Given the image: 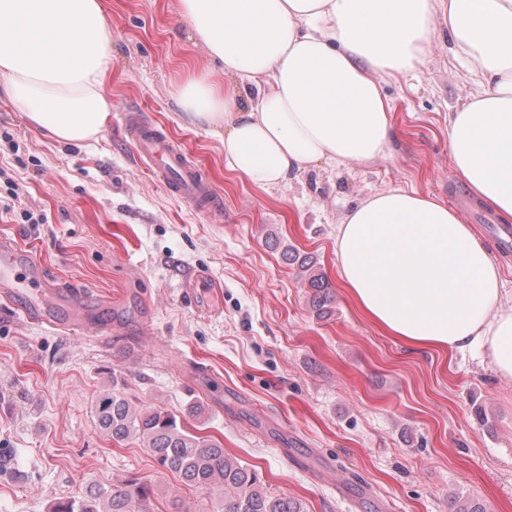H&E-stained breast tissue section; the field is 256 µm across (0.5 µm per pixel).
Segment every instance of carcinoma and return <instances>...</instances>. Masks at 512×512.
<instances>
[{
  "instance_id": "obj_1",
  "label": "carcinoma",
  "mask_w": 512,
  "mask_h": 512,
  "mask_svg": "<svg viewBox=\"0 0 512 512\" xmlns=\"http://www.w3.org/2000/svg\"><path fill=\"white\" fill-rule=\"evenodd\" d=\"M283 256L297 265L301 279L311 289L312 309L319 316L327 313L334 295L317 261L289 249ZM94 416L99 430L112 441L137 440L161 469L178 475L187 486L222 491L211 504V512H305L300 501L267 493L254 470L225 452L219 441L189 431L176 414L136 407L115 374L112 388L97 396ZM154 498V484L134 475L112 487L91 486L77 499L56 502L51 512H152Z\"/></svg>"
}]
</instances>
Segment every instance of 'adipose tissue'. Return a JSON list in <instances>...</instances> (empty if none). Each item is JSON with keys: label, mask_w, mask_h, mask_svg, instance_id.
<instances>
[{"label": "adipose tissue", "mask_w": 512, "mask_h": 512, "mask_svg": "<svg viewBox=\"0 0 512 512\" xmlns=\"http://www.w3.org/2000/svg\"><path fill=\"white\" fill-rule=\"evenodd\" d=\"M225 82L190 75L184 119L223 130L228 170L269 189L311 168L387 154L385 78L413 69L434 25L478 66L479 89L448 115L452 165L512 222V0H180ZM112 24L102 0H0V89L60 142L101 133ZM340 280L364 315L416 347L480 350L512 380V303L490 248L447 203L374 194L336 226Z\"/></svg>", "instance_id": "adipose-tissue-1"}]
</instances>
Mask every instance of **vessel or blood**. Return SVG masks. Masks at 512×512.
I'll use <instances>...</instances> for the list:
<instances>
[{
	"label": "vessel or blood",
	"mask_w": 512,
	"mask_h": 512,
	"mask_svg": "<svg viewBox=\"0 0 512 512\" xmlns=\"http://www.w3.org/2000/svg\"><path fill=\"white\" fill-rule=\"evenodd\" d=\"M137 152L149 173L179 197L214 211L220 201L209 177L189 160L181 146L153 126L139 128ZM34 263L9 240H0V293L20 297L22 313L31 319H47L55 309L46 302L53 294L59 303L76 306L77 292L53 290L43 273L33 270Z\"/></svg>",
	"instance_id": "obj_1"
}]
</instances>
